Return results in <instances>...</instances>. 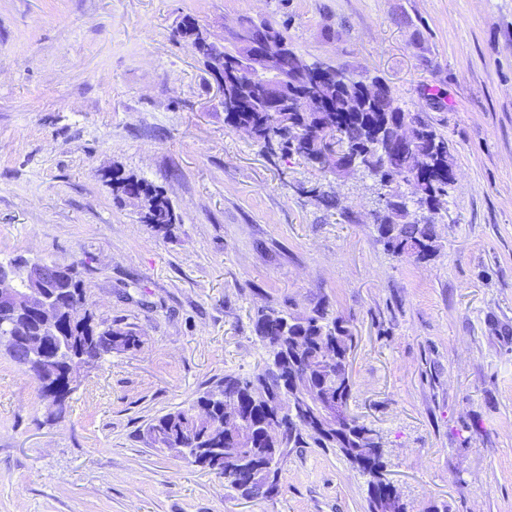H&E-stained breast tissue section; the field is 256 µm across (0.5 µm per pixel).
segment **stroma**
<instances>
[{
    "label": "stroma",
    "mask_w": 512,
    "mask_h": 512,
    "mask_svg": "<svg viewBox=\"0 0 512 512\" xmlns=\"http://www.w3.org/2000/svg\"><path fill=\"white\" fill-rule=\"evenodd\" d=\"M187 18L217 39L268 22L426 115L455 159L437 254L385 249L365 174L226 126L175 34ZM112 169L163 193L169 232L116 202ZM18 256L75 266L96 320L140 342L85 372L57 421L0 347V512H368L333 449H295L278 494L247 501L146 437L264 366L257 308L321 302L356 338L349 410L407 512H512V0H0V261Z\"/></svg>",
    "instance_id": "35a3bbf8"
}]
</instances>
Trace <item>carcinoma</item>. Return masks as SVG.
<instances>
[{"mask_svg":"<svg viewBox=\"0 0 512 512\" xmlns=\"http://www.w3.org/2000/svg\"><path fill=\"white\" fill-rule=\"evenodd\" d=\"M177 33L192 40L210 72L234 77L235 84L228 90H237L240 96L233 110H224L225 124L249 127L255 142L270 152L297 155L315 166L317 142L324 128L330 127L348 151L364 156L365 172L381 179L387 191L404 201L399 211L376 214L374 228L378 240L397 257L425 260L436 253V226L414 218V212L424 206L434 210L446 202L455 181L452 147L448 138L438 134L425 118L404 110L386 82L347 75L320 62L311 65L307 74H299L293 65L298 53L290 47L279 80L288 101L294 103L309 91L318 70L334 82V95L318 112H266L253 96L255 83L244 74L246 68L238 57L239 36H233L222 46H207L200 42V25L193 19L184 21ZM388 119L412 127L415 155L398 153L377 136L374 127ZM103 178L121 200L134 192L144 197L139 211L142 223L165 232L175 224L168 200L145 180L118 170L103 174ZM57 268L59 277L45 284L48 292L64 289L68 297V305L58 320L64 333L47 337L55 347L56 366L73 361L94 366L114 351L123 352L137 345L139 336L134 328L97 323L92 314L83 311V281L75 266L59 264ZM0 329L30 336L37 326L25 317H15L0 309ZM253 331L266 350L265 365L249 377L226 375L191 405L152 420L146 431L151 445L174 451L204 469L206 463L195 458L192 449H224V483L240 498L256 501L278 493L284 463L309 437L319 448L335 449L369 477V512H379L378 499L382 496L390 499V512H406L397 489L386 490L381 444L374 429L350 414L341 436L328 437L316 428L313 417L303 412H283L288 407L287 380L293 373L307 378L319 398L329 394L320 372L327 348L334 351L333 372L340 382L333 399L348 406L354 388L349 357L356 345L348 322L333 314L324 303L302 315L263 307L255 313ZM199 408L209 411L212 423L197 418ZM280 412L281 431L273 439L264 426Z\"/></svg>","mask_w":512,"mask_h":512,"instance_id":"1","label":"carcinoma"}]
</instances>
